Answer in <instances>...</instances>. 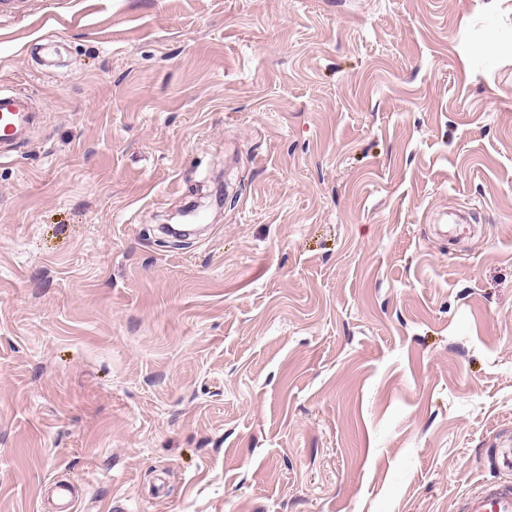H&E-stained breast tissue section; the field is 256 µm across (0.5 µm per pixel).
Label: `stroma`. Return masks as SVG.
Wrapping results in <instances>:
<instances>
[{"instance_id": "1", "label": "stroma", "mask_w": 512, "mask_h": 512, "mask_svg": "<svg viewBox=\"0 0 512 512\" xmlns=\"http://www.w3.org/2000/svg\"><path fill=\"white\" fill-rule=\"evenodd\" d=\"M0 86V512L512 481V0H10ZM40 112L24 89L0 88V160L12 157Z\"/></svg>"}]
</instances>
